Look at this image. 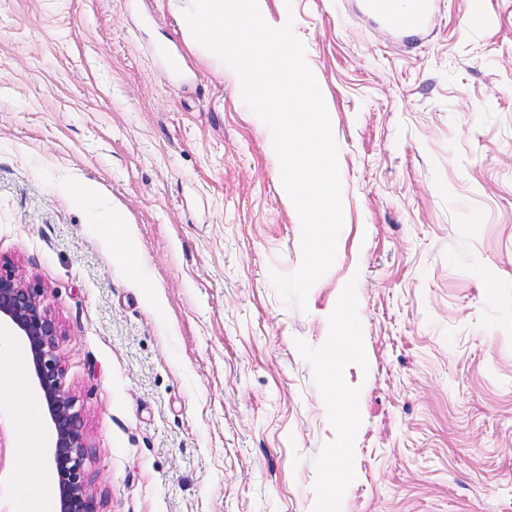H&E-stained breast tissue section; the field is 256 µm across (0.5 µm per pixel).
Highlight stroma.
I'll list each match as a JSON object with an SVG mask.
<instances>
[{"mask_svg":"<svg viewBox=\"0 0 512 512\" xmlns=\"http://www.w3.org/2000/svg\"><path fill=\"white\" fill-rule=\"evenodd\" d=\"M487 4L473 29L436 0L411 43L357 0H267L347 217L303 312L270 278L302 260L280 165L168 0H0V260L60 325L101 512H512V0ZM33 396L0 394V512ZM351 347L352 344H349V340L346 336H336V339L334 338V340L330 342L326 351L325 368L330 387V396L334 401L337 399L340 403L343 400V395L341 393L340 383L336 381V352L344 353Z\"/></svg>","mask_w":512,"mask_h":512,"instance_id":"stroma-1","label":"stroma"}]
</instances>
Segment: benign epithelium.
I'll return each instance as SVG.
<instances>
[{
	"label": "benign epithelium",
	"mask_w": 512,
	"mask_h": 512,
	"mask_svg": "<svg viewBox=\"0 0 512 512\" xmlns=\"http://www.w3.org/2000/svg\"><path fill=\"white\" fill-rule=\"evenodd\" d=\"M6 323L27 349L30 379L41 399L53 434L51 463L59 512H100L88 493L89 456L81 411L63 388V368L56 354L59 325L37 281L19 277L0 262V323Z\"/></svg>",
	"instance_id": "7a95c632"
}]
</instances>
